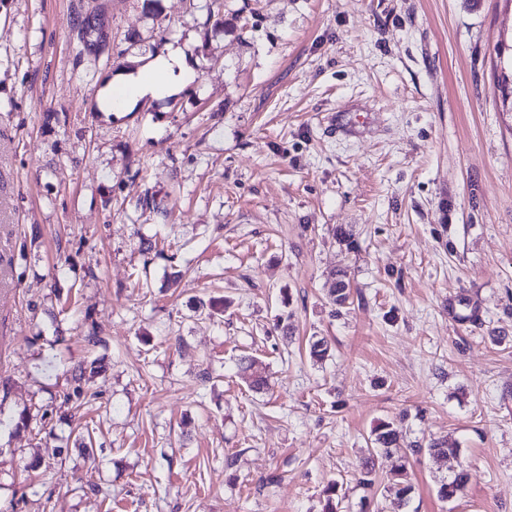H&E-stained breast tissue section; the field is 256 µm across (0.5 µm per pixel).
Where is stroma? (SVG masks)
I'll return each mask as SVG.
<instances>
[{"label": "stroma", "instance_id": "1", "mask_svg": "<svg viewBox=\"0 0 512 512\" xmlns=\"http://www.w3.org/2000/svg\"><path fill=\"white\" fill-rule=\"evenodd\" d=\"M159 9L0 0V512H322L334 481L338 512H381L402 461L405 512H512V0H224L219 30ZM171 45L192 82L95 111L117 62ZM208 296L232 305L196 316ZM92 358L82 451L61 395ZM383 420L421 451L373 452ZM470 481V473L467 470L455 472L449 478L441 480L437 494L441 500L449 501L456 498L467 487Z\"/></svg>", "mask_w": 512, "mask_h": 512}]
</instances>
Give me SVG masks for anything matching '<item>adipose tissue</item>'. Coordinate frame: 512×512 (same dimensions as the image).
I'll return each instance as SVG.
<instances>
[{
  "instance_id": "obj_1",
  "label": "adipose tissue",
  "mask_w": 512,
  "mask_h": 512,
  "mask_svg": "<svg viewBox=\"0 0 512 512\" xmlns=\"http://www.w3.org/2000/svg\"><path fill=\"white\" fill-rule=\"evenodd\" d=\"M193 73L183 53L172 49L155 57L143 71L119 82L109 83L106 95L113 109H121L144 96L161 98L191 82Z\"/></svg>"
}]
</instances>
